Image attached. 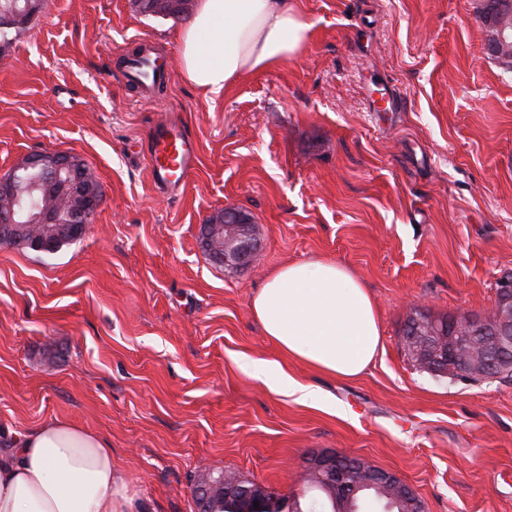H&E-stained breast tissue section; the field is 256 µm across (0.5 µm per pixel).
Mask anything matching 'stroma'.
Segmentation results:
<instances>
[{
	"instance_id": "stroma-1",
	"label": "stroma",
	"mask_w": 512,
	"mask_h": 512,
	"mask_svg": "<svg viewBox=\"0 0 512 512\" xmlns=\"http://www.w3.org/2000/svg\"><path fill=\"white\" fill-rule=\"evenodd\" d=\"M292 2L313 25L303 54L212 98L178 71L146 96L127 85V55L178 62L187 26L130 0H45L0 57V173L65 152L103 190L63 251L0 246V452L74 421L109 439L147 512H192L204 470L300 495L322 452L395 473L427 512H512V377H437L401 342L419 309L486 316L512 275V72L484 50L478 0ZM166 117L199 160L164 195L145 155ZM228 205L254 220L253 266L201 246ZM316 259L379 314L353 379L284 359L252 313L272 270ZM250 359L273 367L252 378ZM287 376L326 405L283 393Z\"/></svg>"
}]
</instances>
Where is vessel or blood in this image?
Returning a JSON list of instances; mask_svg holds the SVG:
<instances>
[{"mask_svg":"<svg viewBox=\"0 0 512 512\" xmlns=\"http://www.w3.org/2000/svg\"><path fill=\"white\" fill-rule=\"evenodd\" d=\"M147 166L154 185L162 190L184 183L198 162V146L183 126L173 121L158 124L151 135Z\"/></svg>","mask_w":512,"mask_h":512,"instance_id":"1","label":"vessel or blood"}]
</instances>
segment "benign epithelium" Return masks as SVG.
<instances>
[{"label":"benign epithelium","mask_w":512,"mask_h":512,"mask_svg":"<svg viewBox=\"0 0 512 512\" xmlns=\"http://www.w3.org/2000/svg\"><path fill=\"white\" fill-rule=\"evenodd\" d=\"M484 23L494 29L485 50L493 57H504L512 47V26L497 23L496 9H491ZM43 166L53 175L65 174L72 187V200L83 217L79 224H58L53 213L46 209L37 219L44 225L42 249L49 252L54 238L66 232L78 238L92 224L99 206L100 194L85 182L81 168L74 157L67 153L44 151L30 155L24 164L15 166ZM18 224L14 214H0V245L11 246L15 240ZM201 244L216 261L229 267L251 264L260 251L255 225L249 214L233 206L224 207L220 224H203L200 227ZM496 304L485 318L462 315L448 321V330L426 312L419 310L410 316L408 331L403 335V345L408 353L424 365L434 369L445 366L448 374L465 379L498 377L512 372L507 364L512 354V277L505 276L497 282ZM311 478L328 494L337 512H352L354 496L366 488H380L387 491V497L398 496L403 512H426L424 502L394 473L356 462L351 456L347 465L340 464L334 453H314L307 461ZM252 488L241 485V479L223 476L210 478L203 474L194 483V512H213L211 503L219 498L223 501V512H238L232 507L237 496H249ZM256 498L259 507L252 512H297L296 501L285 499L273 486L258 485Z\"/></svg>","instance_id":"1"}]
</instances>
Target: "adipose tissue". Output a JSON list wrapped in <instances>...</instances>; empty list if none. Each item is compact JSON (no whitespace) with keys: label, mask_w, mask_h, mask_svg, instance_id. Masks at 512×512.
Wrapping results in <instances>:
<instances>
[{"label":"adipose tissue","mask_w":512,"mask_h":512,"mask_svg":"<svg viewBox=\"0 0 512 512\" xmlns=\"http://www.w3.org/2000/svg\"><path fill=\"white\" fill-rule=\"evenodd\" d=\"M312 25L289 0H200L181 32L184 78L208 95L296 58ZM264 333L288 357L343 378L359 376L381 342L365 284L331 259L273 270L252 301ZM104 437L47 420L0 455V512H142Z\"/></svg>","instance_id":"obj_1"}]
</instances>
